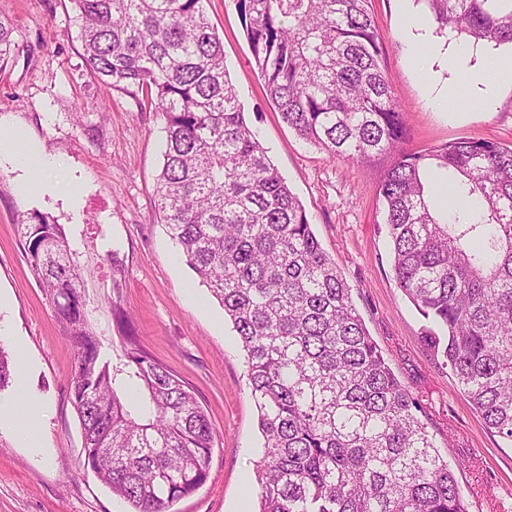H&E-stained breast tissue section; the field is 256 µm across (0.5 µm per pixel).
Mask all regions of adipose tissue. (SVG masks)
I'll return each mask as SVG.
<instances>
[{"label":"adipose tissue","instance_id":"1","mask_svg":"<svg viewBox=\"0 0 512 512\" xmlns=\"http://www.w3.org/2000/svg\"><path fill=\"white\" fill-rule=\"evenodd\" d=\"M509 81L512 82V57L495 58L490 67L470 69L465 77L468 87L479 90L483 103L489 108L494 105L498 86ZM1 163L22 171L19 188L30 196H39L51 190L53 184L48 174L63 165L61 158L42 154L36 145L28 143L26 133L21 131H0ZM39 412L40 408L34 402L0 399V428H13L23 447L40 448L41 437L34 424Z\"/></svg>","mask_w":512,"mask_h":512}]
</instances>
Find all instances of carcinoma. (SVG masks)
Here are the masks:
<instances>
[{
    "mask_svg": "<svg viewBox=\"0 0 512 512\" xmlns=\"http://www.w3.org/2000/svg\"><path fill=\"white\" fill-rule=\"evenodd\" d=\"M84 58L166 119L155 211L224 308L264 439L256 512H468L421 406L401 384L248 125L204 0H73ZM368 0H237L257 70L290 128L332 159L392 157L379 186L401 292L446 333L442 356L487 428L512 442V147L464 138L405 148ZM440 28L512 44V0H425ZM481 212L430 204L427 171ZM25 253L74 349L85 464L133 512H168L208 478L214 429L141 346L112 253L108 346L88 317L65 228L24 225ZM14 369L0 345V390Z\"/></svg>",
    "mask_w": 512,
    "mask_h": 512,
    "instance_id": "1",
    "label": "carcinoma"
}]
</instances>
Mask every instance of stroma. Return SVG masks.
<instances>
[{
	"label": "stroma",
	"mask_w": 512,
	"mask_h": 512,
	"mask_svg": "<svg viewBox=\"0 0 512 512\" xmlns=\"http://www.w3.org/2000/svg\"><path fill=\"white\" fill-rule=\"evenodd\" d=\"M205 7L247 121L310 216L386 363L421 404L468 512H512V445L485 426L459 390L434 349L440 328L423 318L394 278L378 199L390 158L367 165L334 160L298 137L265 93L235 0H207ZM369 7L386 79L405 113L408 148L461 138L512 146V84L499 86L491 110L474 95L457 97L462 81L449 72L448 55L470 37L439 28L424 0H370ZM407 13L440 49L428 83L403 36ZM76 17L71 0H0V18L12 25L10 50L0 60V128H23L43 152L61 158L63 181L79 193L74 206L60 194H22L17 171L0 166V293L10 300L4 316L12 333L0 346L12 360L28 358L26 387L45 408L41 451L0 430V512H131L83 465L81 426L69 395L74 351L22 247L20 227L38 213L64 225L77 243L89 318L108 343L118 335L107 253L117 250L122 305L144 348L185 382L213 425L208 479L170 512H255L263 440L244 353L223 308L155 216L166 120L141 111L134 95L108 88L86 67Z\"/></svg>",
	"instance_id": "obj_1"
}]
</instances>
